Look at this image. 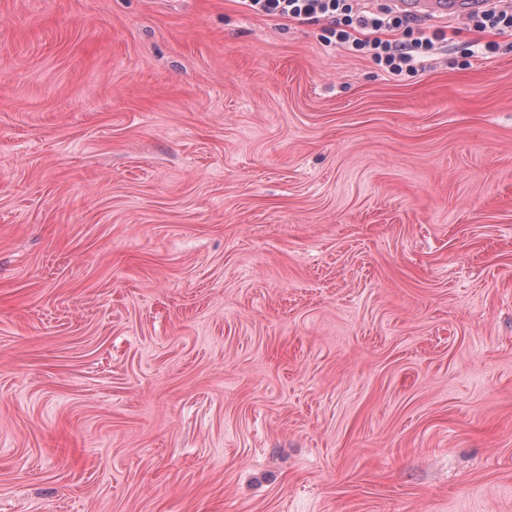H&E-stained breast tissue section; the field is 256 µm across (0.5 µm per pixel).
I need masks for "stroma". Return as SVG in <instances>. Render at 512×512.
Returning a JSON list of instances; mask_svg holds the SVG:
<instances>
[{"mask_svg":"<svg viewBox=\"0 0 512 512\" xmlns=\"http://www.w3.org/2000/svg\"><path fill=\"white\" fill-rule=\"evenodd\" d=\"M417 25L0 0V512H512V30ZM250 13L287 19L299 24L328 21L325 40L369 57L390 75L418 72L435 50L440 33L415 30L408 14L380 4L375 9L355 7V0H238ZM402 31L403 38H395ZM412 36V37H411ZM411 37V38H410Z\"/></svg>","mask_w":512,"mask_h":512,"instance_id":"stroma-1","label":"stroma"}]
</instances>
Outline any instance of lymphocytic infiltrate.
Listing matches in <instances>:
<instances>
[{
	"instance_id": "1",
	"label": "lymphocytic infiltrate",
	"mask_w": 512,
	"mask_h": 512,
	"mask_svg": "<svg viewBox=\"0 0 512 512\" xmlns=\"http://www.w3.org/2000/svg\"><path fill=\"white\" fill-rule=\"evenodd\" d=\"M250 13L299 24L327 20L325 39L369 57L388 74L399 76L424 67L439 35L414 26L412 17L390 4L374 9L355 0H239Z\"/></svg>"
}]
</instances>
